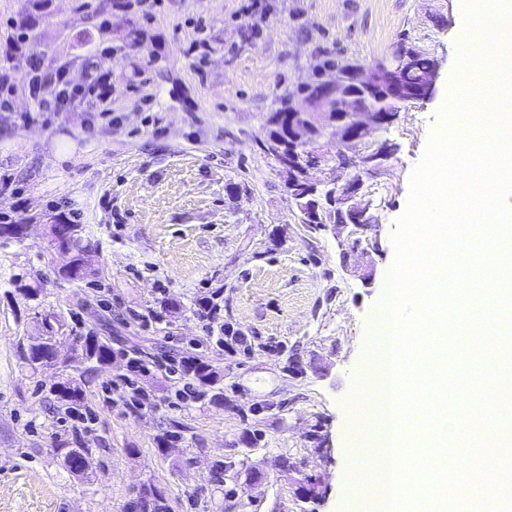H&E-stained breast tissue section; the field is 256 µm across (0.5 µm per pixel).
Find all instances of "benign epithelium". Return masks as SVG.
Masks as SVG:
<instances>
[{"instance_id": "7a95c632", "label": "benign epithelium", "mask_w": 512, "mask_h": 512, "mask_svg": "<svg viewBox=\"0 0 512 512\" xmlns=\"http://www.w3.org/2000/svg\"><path fill=\"white\" fill-rule=\"evenodd\" d=\"M413 54L403 48L397 49L390 57L365 69L356 67L353 79L369 92L376 93L373 100L354 99L345 92L343 81L331 76L324 81L321 94L316 98L305 99L301 108H293L295 114L293 132L303 133L314 127L326 132L336 130L340 134L351 133L358 140L372 135L379 129L392 125L399 116L400 104L412 99L425 100L434 93L438 77L437 66H432L414 83L407 81ZM396 145L388 139L375 143L368 156L334 155L317 159L303 167L298 182L307 189L308 205L303 211L304 222L320 224L322 230H345L347 234L337 235L340 258L345 260L351 253L359 252L367 257L380 250L378 224L373 213L372 203L363 193V183L351 179L341 184L335 178L315 180L310 176V168L324 165L331 171L341 172L351 166L373 169L388 161ZM336 186V192L328 196L323 187ZM343 205L347 207L351 220L347 224H324L329 208Z\"/></svg>"}]
</instances>
